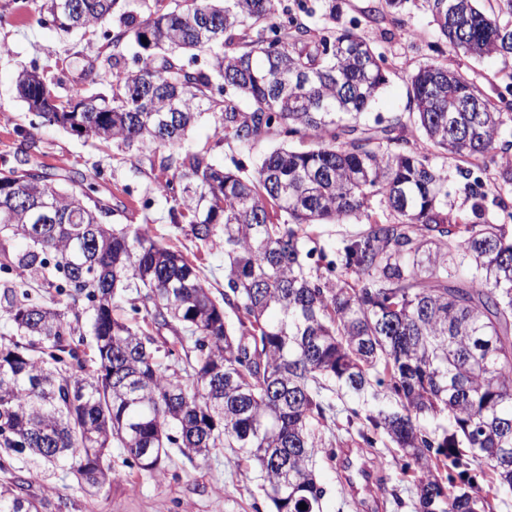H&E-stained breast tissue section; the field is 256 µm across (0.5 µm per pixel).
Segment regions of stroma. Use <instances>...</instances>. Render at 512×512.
Listing matches in <instances>:
<instances>
[{"mask_svg": "<svg viewBox=\"0 0 512 512\" xmlns=\"http://www.w3.org/2000/svg\"><path fill=\"white\" fill-rule=\"evenodd\" d=\"M21 0H0V170L27 169L37 161L50 167L58 187L93 192L112 210L114 224L148 223L152 235L164 245L180 250L198 269L199 276L214 296L224 291V249L195 240L170 224L171 199L161 196L157 185L162 177L160 163L178 154L175 146L146 151H119L113 145L86 140L67 130L40 122L14 93L19 71L37 70L54 96L66 100L86 82L88 69L98 75V89L109 93L112 53L104 30H81L70 34L40 23L36 12L21 11ZM307 22L319 28L328 9H335L337 26L364 28L387 60V81L372 108L389 116L408 110L411 74L434 61L468 73L480 87L494 85L505 92L512 80V58L493 55L474 58L438 40L431 16L422 0H406L402 8L388 7L385 0H306ZM418 150L432 165L442 168L448 184V208L470 215L472 198L466 193L453 160L433 152L422 135H414ZM186 145L208 149L224 164L242 163L254 170L267 152L284 146L285 138L272 132L264 135L251 151H243L232 138L217 140L215 118L204 113L189 132ZM336 443L323 449L316 459V474L326 490L323 512H363L358 497L346 484L336 450L350 448L343 429L350 409H362L355 396L339 390L331 394ZM365 460L376 479L375 512H417L416 488L401 470L393 444L377 441L364 449ZM39 477L29 492L43 502L41 512H275L263 490L259 473L243 477L232 449L223 448L208 459L190 461L173 455L162 475L133 477L130 486L87 494L72 474L62 468L39 467Z\"/></svg>", "mask_w": 512, "mask_h": 512, "instance_id": "stroma-1", "label": "stroma"}]
</instances>
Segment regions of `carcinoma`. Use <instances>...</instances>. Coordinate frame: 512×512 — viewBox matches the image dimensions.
Listing matches in <instances>:
<instances>
[{
    "mask_svg": "<svg viewBox=\"0 0 512 512\" xmlns=\"http://www.w3.org/2000/svg\"><path fill=\"white\" fill-rule=\"evenodd\" d=\"M30 2L65 32L106 24L118 4ZM425 7L464 54L512 56V23L501 22L512 0ZM130 42L135 69L122 64ZM110 44L112 94L62 101L26 71L19 98L49 125L125 149L179 144L206 111L244 151L270 130L315 147L274 149L252 173L191 147L162 161L170 223L224 247L219 300L148 225L107 222L109 207L46 171H0V186L28 200L0 193V311L11 323L0 336V469L32 458L99 493L129 478L113 448L150 476L173 448L190 461L232 448L262 473L276 512H323L314 464L333 447L325 392L337 387L370 406L347 417L361 443L384 435L399 449L419 512H485L481 479L512 493V140L500 137L512 99L435 61L411 76L412 111L361 125L385 57L356 28L283 17L279 0L122 13ZM415 131L456 161L472 216L448 210L446 176L415 148ZM476 170L494 172L507 220L489 213ZM375 197L393 219L343 237L321 266L314 226L359 223ZM31 281L85 300L88 316L39 301ZM164 330L187 345L164 347ZM28 483L0 482V512H41Z\"/></svg>",
    "mask_w": 512,
    "mask_h": 512,
    "instance_id": "obj_1",
    "label": "carcinoma"
}]
</instances>
